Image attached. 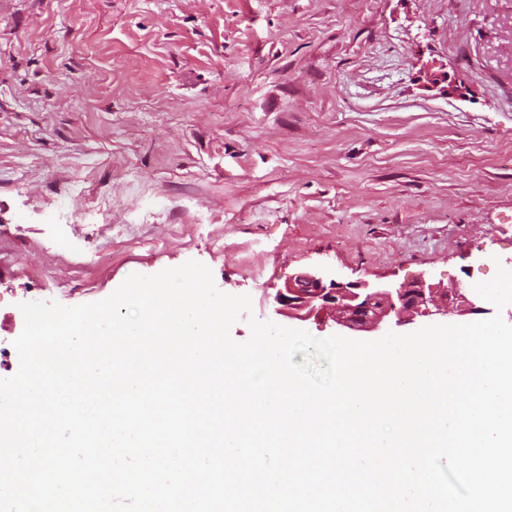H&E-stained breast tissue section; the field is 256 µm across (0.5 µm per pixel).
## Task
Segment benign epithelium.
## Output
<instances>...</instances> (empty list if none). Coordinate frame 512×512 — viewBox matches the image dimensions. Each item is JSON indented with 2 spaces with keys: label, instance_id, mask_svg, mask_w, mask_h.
Instances as JSON below:
<instances>
[{
  "label": "benign epithelium",
  "instance_id": "obj_1",
  "mask_svg": "<svg viewBox=\"0 0 512 512\" xmlns=\"http://www.w3.org/2000/svg\"><path fill=\"white\" fill-rule=\"evenodd\" d=\"M275 301L297 320H332L342 332H374L400 327L417 317L446 316L466 301L463 287L451 282L438 288L425 279L395 284L341 283L324 268L288 279Z\"/></svg>",
  "mask_w": 512,
  "mask_h": 512
}]
</instances>
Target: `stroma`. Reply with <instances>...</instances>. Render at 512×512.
<instances>
[{
    "label": "stroma",
    "instance_id": "35a3bbf8",
    "mask_svg": "<svg viewBox=\"0 0 512 512\" xmlns=\"http://www.w3.org/2000/svg\"><path fill=\"white\" fill-rule=\"evenodd\" d=\"M189 261L319 339L274 296L321 266L512 324V0H0V378L19 303Z\"/></svg>",
    "mask_w": 512,
    "mask_h": 512
}]
</instances>
